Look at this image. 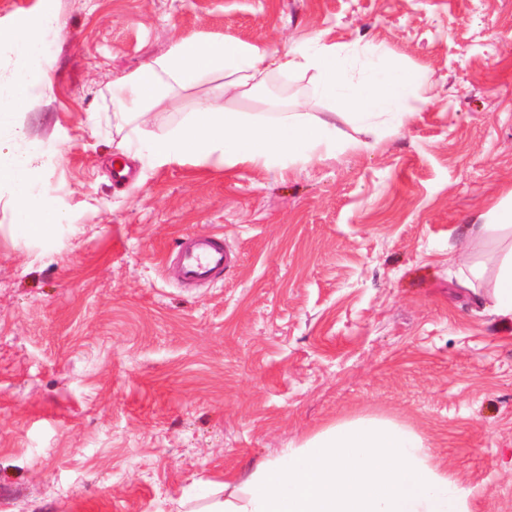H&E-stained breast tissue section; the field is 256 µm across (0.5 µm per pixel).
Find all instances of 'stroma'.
<instances>
[{"instance_id": "1", "label": "stroma", "mask_w": 512, "mask_h": 512, "mask_svg": "<svg viewBox=\"0 0 512 512\" xmlns=\"http://www.w3.org/2000/svg\"><path fill=\"white\" fill-rule=\"evenodd\" d=\"M54 11L43 142L51 245L0 200V512H177L326 425L403 424L512 512V321L461 284L457 228L512 203V0H0V36ZM326 41L427 72L375 148L229 171L121 154L112 83L178 38ZM307 78L261 103L296 110ZM128 169L113 178L115 166ZM233 260L186 288L185 236Z\"/></svg>"}]
</instances>
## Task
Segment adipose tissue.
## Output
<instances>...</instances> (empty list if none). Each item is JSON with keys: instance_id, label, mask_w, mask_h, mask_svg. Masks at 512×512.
I'll use <instances>...</instances> for the list:
<instances>
[{"instance_id": "obj_1", "label": "adipose tissue", "mask_w": 512, "mask_h": 512, "mask_svg": "<svg viewBox=\"0 0 512 512\" xmlns=\"http://www.w3.org/2000/svg\"><path fill=\"white\" fill-rule=\"evenodd\" d=\"M60 38L50 11L36 26L0 37V191H7L14 214L11 233L46 244L71 217L47 206L40 142L16 111L46 79L32 61L51 54ZM307 72L312 78L301 99L336 102L340 111L319 117L284 110L271 121L224 105L228 99H262L274 78ZM117 84L123 91L112 114L117 127L167 126L143 146L152 163L191 159L225 170L244 164L283 170L349 149L372 150L359 133L407 124L416 115L408 103L424 99L429 79L320 35L302 47L274 49L189 36ZM177 90L197 96L192 111L173 124L168 101ZM459 234L468 242L495 238V281L484 298L493 313L512 319V205L498 210L496 223L466 224ZM470 497L420 435L393 420L365 416L327 425L244 477H225L223 495L195 502L189 512H470Z\"/></svg>"}]
</instances>
